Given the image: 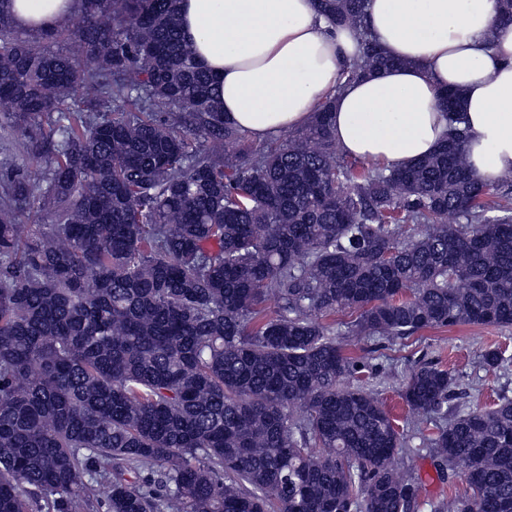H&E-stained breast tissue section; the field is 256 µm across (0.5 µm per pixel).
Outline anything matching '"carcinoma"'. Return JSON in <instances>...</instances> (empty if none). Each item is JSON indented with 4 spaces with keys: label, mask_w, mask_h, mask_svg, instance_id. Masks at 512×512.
<instances>
[{
    "label": "carcinoma",
    "mask_w": 512,
    "mask_h": 512,
    "mask_svg": "<svg viewBox=\"0 0 512 512\" xmlns=\"http://www.w3.org/2000/svg\"><path fill=\"white\" fill-rule=\"evenodd\" d=\"M0 0V512H414L393 467L424 451L512 512V398L456 403L451 371L403 383L439 419L415 449L336 341L512 326V173L471 177L462 93L409 166L349 162L326 100L256 152L224 118L178 0H80L82 25L20 33ZM367 0H318L360 26ZM394 65L369 38L345 79ZM91 86L97 96L78 101ZM28 213L48 226L20 223ZM278 300L270 312V296ZM483 363H512L497 346Z\"/></svg>",
    "instance_id": "carcinoma-1"
}]
</instances>
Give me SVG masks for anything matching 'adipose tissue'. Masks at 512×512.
I'll return each instance as SVG.
<instances>
[{"instance_id":"ef3b65f1","label":"adipose tissue","mask_w":512,"mask_h":512,"mask_svg":"<svg viewBox=\"0 0 512 512\" xmlns=\"http://www.w3.org/2000/svg\"><path fill=\"white\" fill-rule=\"evenodd\" d=\"M78 7L12 0V16L21 30H43ZM499 11V0H368L360 30L333 25L315 0H179L226 119L257 141L307 124L331 95L340 151L402 167L447 136L438 95L459 89L468 169L482 181L512 172V25L499 24ZM366 36L397 66L341 80Z\"/></svg>"}]
</instances>
